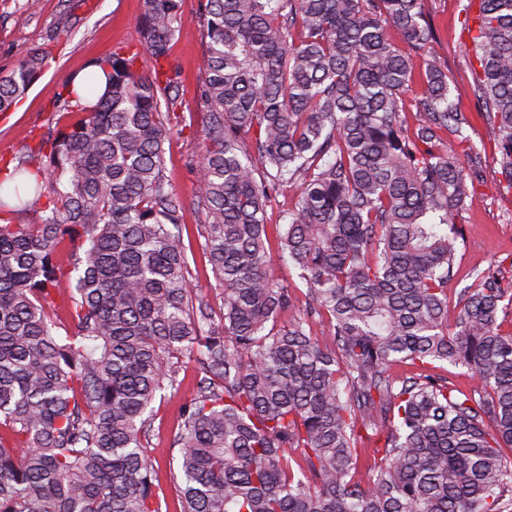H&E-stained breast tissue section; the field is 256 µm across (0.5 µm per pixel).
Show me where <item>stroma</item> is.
Returning <instances> with one entry per match:
<instances>
[{
    "label": "stroma",
    "instance_id": "obj_1",
    "mask_svg": "<svg viewBox=\"0 0 512 512\" xmlns=\"http://www.w3.org/2000/svg\"><path fill=\"white\" fill-rule=\"evenodd\" d=\"M27 0H0V75L12 71L32 51L48 53L50 65L12 111L0 112V157L26 152L37 136L56 133L67 122L58 103L63 81L83 72L88 61L109 56L120 46L138 47L140 0H39L37 8ZM468 0H427L438 29L434 46L460 89L462 111L476 109L471 89L467 48L470 37L464 28ZM180 34L172 47V58L182 70L178 115L184 122L165 145L164 164L183 204L184 242L190 265L189 280L201 286L213 309L223 304L222 291L202 248L199 235L201 208L195 196L198 172L207 143V109L198 95L203 79L200 70L204 50L200 0H184ZM482 148L483 181L477 185L457 221L465 228V240L457 254L459 273L448 284V317L456 319L459 292L474 282L473 271L482 270L512 256V190L501 181L499 153L492 130L475 119L471 134ZM180 395L155 404L152 423L153 465L158 489L168 512H180L178 450L173 437L178 430L179 410L196 376L194 363H186Z\"/></svg>",
    "mask_w": 512,
    "mask_h": 512
}]
</instances>
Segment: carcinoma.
<instances>
[{
	"instance_id": "1",
	"label": "carcinoma",
	"mask_w": 512,
	"mask_h": 512,
	"mask_svg": "<svg viewBox=\"0 0 512 512\" xmlns=\"http://www.w3.org/2000/svg\"><path fill=\"white\" fill-rule=\"evenodd\" d=\"M182 4L142 0V49L70 76V122L0 176V512H163L151 422L184 357L180 512H512V278L477 273L448 328L456 216L482 161L425 0H205L196 197L218 314L189 280L163 164ZM478 5L472 90L512 188V0ZM45 65L34 51L0 76V112ZM284 183L298 200L277 253L306 285L287 322L296 289L266 218ZM66 240L83 258L61 336L49 308ZM448 364L475 385L451 387Z\"/></svg>"
}]
</instances>
